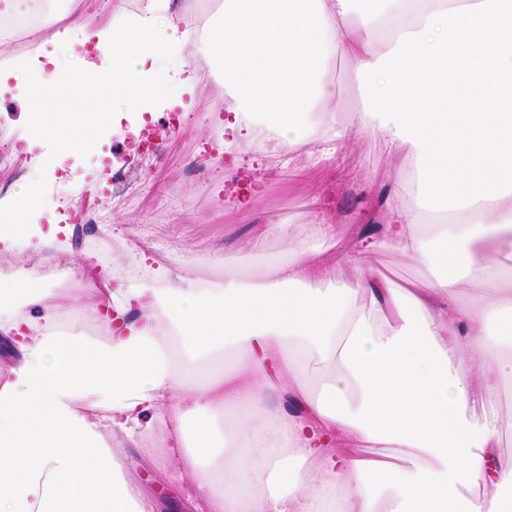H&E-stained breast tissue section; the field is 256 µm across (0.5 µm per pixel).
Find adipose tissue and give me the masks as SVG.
I'll use <instances>...</instances> for the list:
<instances>
[{"label":"adipose tissue","mask_w":512,"mask_h":512,"mask_svg":"<svg viewBox=\"0 0 512 512\" xmlns=\"http://www.w3.org/2000/svg\"><path fill=\"white\" fill-rule=\"evenodd\" d=\"M475 0H225L207 41L147 0L131 18L81 38H42L0 70L34 105L27 150L92 147L113 100L142 113L192 92L195 54L220 57L234 100L224 149L267 121L282 165L315 163L347 138L326 71L338 52L375 63L431 12ZM93 43L99 63L87 61ZM83 64L86 105L61 52ZM180 59L175 74L161 57ZM397 158L384 208L353 258L328 252L330 224L308 245L287 225L256 237L261 276L225 272L214 287L141 257L145 279L70 261L35 287L25 267L0 277V512H163L131 473V452L181 482L194 512H512V458L501 451L512 382V194L421 223L417 153L394 125L358 117ZM317 139L299 157L297 146ZM68 225L39 185L0 200V249L69 252ZM277 238L279 258L269 256ZM392 250L421 274L393 287L369 263ZM494 284L461 301L462 281Z\"/></svg>","instance_id":"adipose-tissue-1"}]
</instances>
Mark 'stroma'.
I'll return each instance as SVG.
<instances>
[{
	"instance_id": "1",
	"label": "stroma",
	"mask_w": 512,
	"mask_h": 512,
	"mask_svg": "<svg viewBox=\"0 0 512 512\" xmlns=\"http://www.w3.org/2000/svg\"><path fill=\"white\" fill-rule=\"evenodd\" d=\"M142 0H73V10L90 25L109 22L121 14H137ZM352 63L344 54H337L329 78L338 88L329 105L345 111L361 105L359 88L351 71ZM209 96L195 91L185 99L183 126L170 125L172 110L159 109L146 114L137 132H153L163 140L159 160L143 159L128 150L124 136L103 131L90 149L60 154L54 142L42 146L49 164L32 170L22 178V185L40 184L67 178L88 184L81 198L83 206L104 212V224H71L70 254L53 257L31 255L35 266L54 267L67 264L71 256L84 257L89 263L99 260L93 248L102 228L116 229L122 237L133 236L139 251L166 266L183 270L209 282L219 283L224 271L236 269L241 275L255 277L262 273L265 262L252 257L249 241L267 234L270 225L289 224L301 228L326 219L338 225L337 250L348 253L363 224L369 222L381 207L384 191L393 177L396 162L388 155L380 139L348 131L347 145L332 158L316 164L279 167L277 160L239 151L236 164L213 155L214 146L223 144L220 116L208 109ZM192 153L206 160L210 170L207 182L186 171L185 154ZM270 165L260 196L249 212H241L233 203L232 191L237 181L250 168ZM133 168L139 180L133 194L118 203H111L113 169ZM325 217H318V210Z\"/></svg>"
}]
</instances>
